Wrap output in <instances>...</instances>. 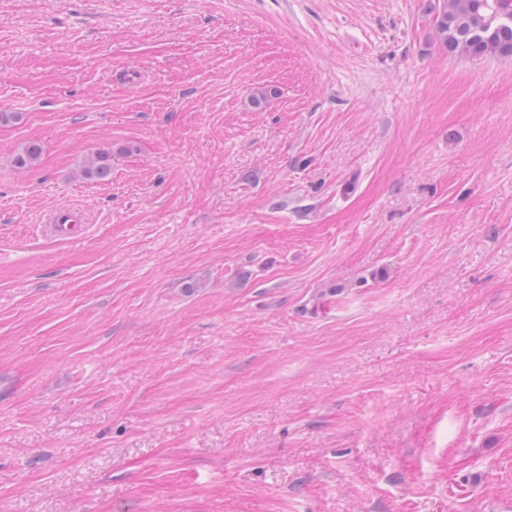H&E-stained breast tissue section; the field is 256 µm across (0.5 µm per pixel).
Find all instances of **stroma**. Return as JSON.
Instances as JSON below:
<instances>
[{"instance_id": "1", "label": "stroma", "mask_w": 512, "mask_h": 512, "mask_svg": "<svg viewBox=\"0 0 512 512\" xmlns=\"http://www.w3.org/2000/svg\"><path fill=\"white\" fill-rule=\"evenodd\" d=\"M435 2L0 0V512H512V58ZM112 175L111 151H98L89 157L83 168V176L87 180L106 182ZM77 217L68 209L61 208L48 215L47 224L55 236L74 235L78 231Z\"/></svg>"}]
</instances>
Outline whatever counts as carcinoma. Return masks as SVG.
Here are the masks:
<instances>
[{
	"label": "carcinoma",
	"instance_id": "obj_1",
	"mask_svg": "<svg viewBox=\"0 0 512 512\" xmlns=\"http://www.w3.org/2000/svg\"><path fill=\"white\" fill-rule=\"evenodd\" d=\"M434 28L440 44L451 54L512 58V0H438ZM42 147L29 143L18 154L20 168L33 166ZM112 175V152L98 151L83 168L87 180L106 182Z\"/></svg>",
	"mask_w": 512,
	"mask_h": 512
}]
</instances>
